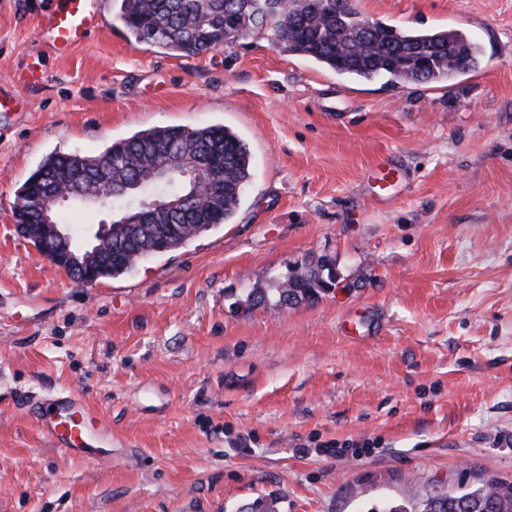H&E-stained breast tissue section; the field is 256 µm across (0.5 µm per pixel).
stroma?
Returning <instances> with one entry per match:
<instances>
[{"instance_id":"35a3bbf8","label":"stroma","mask_w":512,"mask_h":512,"mask_svg":"<svg viewBox=\"0 0 512 512\" xmlns=\"http://www.w3.org/2000/svg\"><path fill=\"white\" fill-rule=\"evenodd\" d=\"M43 2L0 0V89L20 94L0 111V512H374L512 480V0H355L479 47L477 70L411 85L266 30L174 56L130 42L114 0L59 56ZM34 60L44 81L16 90ZM206 125L252 154L232 223L88 286L17 232L51 153ZM324 260L342 289L251 305ZM69 389L110 424V463L41 436L35 400Z\"/></svg>"}]
</instances>
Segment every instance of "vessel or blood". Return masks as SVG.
<instances>
[{
  "label": "vessel or blood",
  "instance_id": "b4317fda",
  "mask_svg": "<svg viewBox=\"0 0 512 512\" xmlns=\"http://www.w3.org/2000/svg\"><path fill=\"white\" fill-rule=\"evenodd\" d=\"M90 0H47L46 35L58 54L87 39L104 25L101 12L91 10ZM40 434L72 455L86 453L93 444L112 443V431L100 413L80 394L68 391L37 401Z\"/></svg>",
  "mask_w": 512,
  "mask_h": 512
}]
</instances>
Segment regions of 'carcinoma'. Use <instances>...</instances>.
<instances>
[{"instance_id": "obj_1", "label": "carcinoma", "mask_w": 512, "mask_h": 512, "mask_svg": "<svg viewBox=\"0 0 512 512\" xmlns=\"http://www.w3.org/2000/svg\"><path fill=\"white\" fill-rule=\"evenodd\" d=\"M118 20L135 42L157 46L179 57H196L234 42L256 29L267 28L282 51L313 60L340 76L353 79L387 78L399 84L443 83L478 66V47L455 29L403 30L379 22L364 32L362 13L349 3L336 15V0H117ZM160 145L197 152L224 154V202L203 206L184 222L167 213H155L131 236L112 239L120 258L100 271L117 277L145 257L180 248L192 233L228 224L234 217L253 174V161L243 139L221 125L169 126L136 133L113 143L97 156L53 153L37 172L67 185L77 170L89 173L86 187L107 186L117 194L148 188L150 168L161 160ZM41 186L26 189L17 223L33 228L42 208ZM337 277L335 267L304 264L276 288V303L293 307L312 304L322 296V285ZM495 512H512V481L489 480L477 487L461 485L454 492L439 491L413 504L416 512H485L487 501Z\"/></svg>"}]
</instances>
